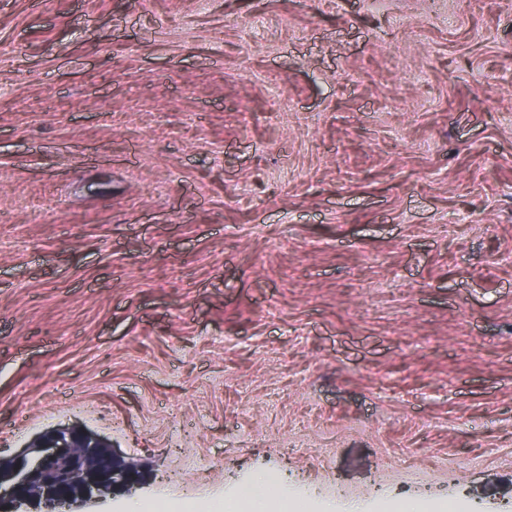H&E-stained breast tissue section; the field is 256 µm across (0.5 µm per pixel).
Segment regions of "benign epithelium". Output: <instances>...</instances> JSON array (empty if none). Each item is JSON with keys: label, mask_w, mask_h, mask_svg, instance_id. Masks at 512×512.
Instances as JSON below:
<instances>
[{"label": "benign epithelium", "mask_w": 512, "mask_h": 512, "mask_svg": "<svg viewBox=\"0 0 512 512\" xmlns=\"http://www.w3.org/2000/svg\"><path fill=\"white\" fill-rule=\"evenodd\" d=\"M134 467L92 436L62 427L10 458L0 456V512H84L117 488H130Z\"/></svg>", "instance_id": "7a95c632"}]
</instances>
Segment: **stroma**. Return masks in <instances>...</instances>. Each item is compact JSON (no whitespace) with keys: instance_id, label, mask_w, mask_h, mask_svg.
<instances>
[{"instance_id":"1","label":"stroma","mask_w":512,"mask_h":512,"mask_svg":"<svg viewBox=\"0 0 512 512\" xmlns=\"http://www.w3.org/2000/svg\"><path fill=\"white\" fill-rule=\"evenodd\" d=\"M102 512H512V0H0V453ZM133 473V466L118 461L92 436L57 428L35 448L0 456V511L100 512L82 509L116 488L129 489ZM274 480L267 476H260L256 480L254 490L248 492V496L252 500L254 512H265L268 508L267 497L272 495Z\"/></svg>"}]
</instances>
